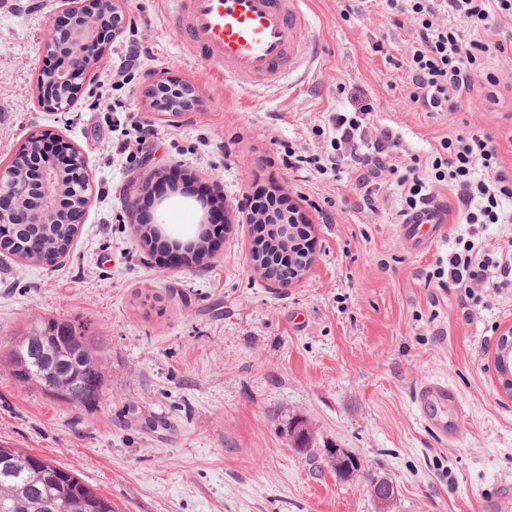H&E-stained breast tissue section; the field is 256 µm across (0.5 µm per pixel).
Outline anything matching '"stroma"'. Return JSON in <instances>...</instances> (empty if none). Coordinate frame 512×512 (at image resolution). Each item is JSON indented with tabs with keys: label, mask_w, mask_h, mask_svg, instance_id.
<instances>
[{
	"label": "stroma",
	"mask_w": 512,
	"mask_h": 512,
	"mask_svg": "<svg viewBox=\"0 0 512 512\" xmlns=\"http://www.w3.org/2000/svg\"><path fill=\"white\" fill-rule=\"evenodd\" d=\"M61 7L13 0L0 12V163L30 137H59L84 154L92 181L66 258L0 253V442L72 471L116 512H493L512 494V398L494 367L512 290L485 292L465 317L455 289L425 285L459 225L433 250L412 251L398 230V190L363 208L350 173L298 176L275 157L289 145L325 150L327 115L364 104L375 127L419 157L465 127L497 132L503 114L475 96L452 115L412 104L404 72L385 57H401L413 30L391 25L384 0H306L299 38L319 51L308 77L250 89L224 82L177 37L166 0H124L152 61L117 82L126 39L115 37L72 111L51 112L37 76ZM161 74L193 85L190 110L151 106L145 91ZM141 121L153 137L128 144ZM143 181L152 191L138 202L139 224L198 225L199 206L172 196L175 186L222 201L227 228L214 255L169 266L143 247L127 207ZM259 182L310 222L314 260L285 287L253 270L243 202ZM43 317L85 323L99 342L106 389L95 408L56 403L12 377L8 348ZM431 381L458 395L453 441L420 415L415 391ZM294 420L311 428L313 455L296 449ZM336 449L359 470L339 475ZM374 478L396 487L389 505L373 500Z\"/></svg>",
	"instance_id": "1"
}]
</instances>
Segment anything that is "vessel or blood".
<instances>
[{"label": "vessel or blood", "mask_w": 512, "mask_h": 512, "mask_svg": "<svg viewBox=\"0 0 512 512\" xmlns=\"http://www.w3.org/2000/svg\"><path fill=\"white\" fill-rule=\"evenodd\" d=\"M175 34L193 43L201 57L241 87L279 84L287 75L306 71L316 57L315 45L301 42L304 0H172ZM448 211L439 202L422 205L406 216L400 230L415 250L425 251L445 231ZM423 418L441 436L454 438L447 419L434 408L457 403L455 391L430 382L416 394Z\"/></svg>", "instance_id": "1"}]
</instances>
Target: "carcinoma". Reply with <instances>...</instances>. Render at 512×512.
Returning <instances> with one entry per match:
<instances>
[{
	"label": "carcinoma",
	"mask_w": 512,
	"mask_h": 512,
	"mask_svg": "<svg viewBox=\"0 0 512 512\" xmlns=\"http://www.w3.org/2000/svg\"><path fill=\"white\" fill-rule=\"evenodd\" d=\"M38 140L31 138L21 152L16 154L13 164L24 178H29L35 170L36 146ZM69 226L58 224L56 228H46L40 224H18L13 227V239L4 241L0 247L25 259L24 244L34 237L46 242L47 250L39 255L36 262L52 263L54 259L69 252L72 237ZM65 330L66 325L51 317L40 319L33 327L15 340L8 356L15 380L43 388V374L50 376L52 387L60 396L45 394V397L73 408H90L100 398L105 388L101 364V350L94 336L85 327H80V339L66 342H50L44 333L50 330ZM81 373L99 381V392L90 395L76 383L72 373ZM0 453L10 460L11 465L0 463V512H12L14 503L24 502L28 512H91L92 503L109 506L112 502L86 485L71 471L54 462L42 459L41 469H30L26 462L32 453L0 444ZM51 471L61 476L59 484L43 481L41 472Z\"/></svg>",
	"instance_id": "cac0c4a2"
}]
</instances>
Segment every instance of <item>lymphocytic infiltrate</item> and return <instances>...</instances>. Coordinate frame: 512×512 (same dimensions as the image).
Here are the masks:
<instances>
[{"label": "lymphocytic infiltrate", "instance_id": "f902f5d3", "mask_svg": "<svg viewBox=\"0 0 512 512\" xmlns=\"http://www.w3.org/2000/svg\"><path fill=\"white\" fill-rule=\"evenodd\" d=\"M395 27L412 25L415 37L398 67L409 79V98L426 112L458 111L465 99L480 96L497 111L507 85L491 60H512V32L499 34L512 19V0H386ZM369 106L331 116L335 146L324 155L289 150L286 164L297 172L314 168L335 174L350 170L360 203L373 205L388 186H397L405 210L451 188L459 203L458 221L468 225L448 259L427 272L425 283L463 291L476 299L477 289L512 288V241L490 242L489 224H512V167L502 164L503 143L512 144V127L492 133L459 130L441 139L439 152L403 165L400 144L390 134L369 137Z\"/></svg>", "mask_w": 512, "mask_h": 512}]
</instances>
